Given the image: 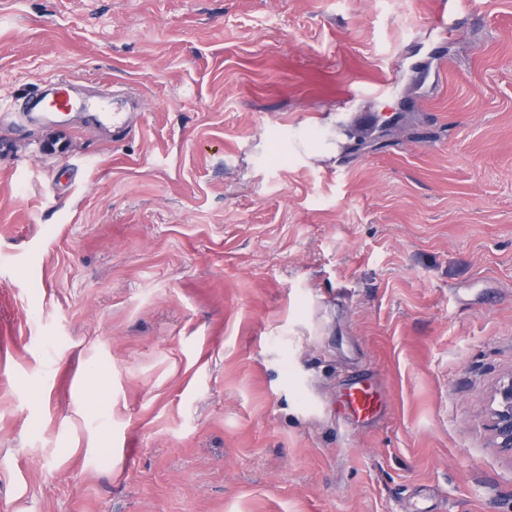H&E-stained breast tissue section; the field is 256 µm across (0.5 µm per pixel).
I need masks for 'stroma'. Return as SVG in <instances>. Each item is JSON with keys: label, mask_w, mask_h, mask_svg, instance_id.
Listing matches in <instances>:
<instances>
[{"label": "stroma", "mask_w": 512, "mask_h": 512, "mask_svg": "<svg viewBox=\"0 0 512 512\" xmlns=\"http://www.w3.org/2000/svg\"><path fill=\"white\" fill-rule=\"evenodd\" d=\"M58 75L142 108L0 125V512H512V0H0ZM465 11L463 0H433L430 24L433 30L446 32ZM395 77L391 72L373 70L366 74L365 83L361 85L353 82H336V100L348 102L352 100L362 89H367L373 94L382 96L394 84ZM496 407L491 413V429L498 448L512 450V372L504 377L494 392ZM344 396L349 412L358 419L372 420L381 410L380 391L376 383L370 379H358L352 382Z\"/></svg>", "instance_id": "1"}]
</instances>
